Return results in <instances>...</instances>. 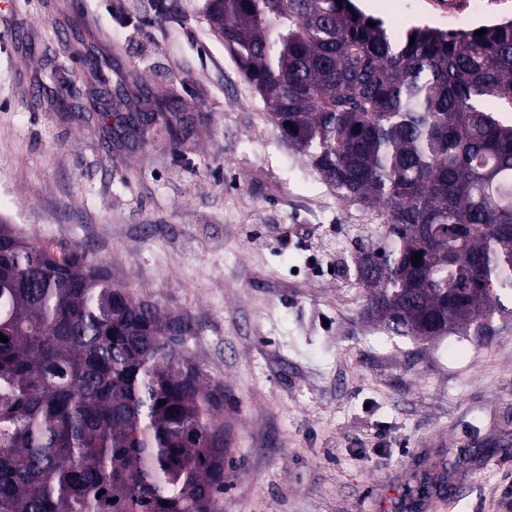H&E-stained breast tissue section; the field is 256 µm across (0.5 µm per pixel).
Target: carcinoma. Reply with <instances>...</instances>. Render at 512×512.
<instances>
[{
  "mask_svg": "<svg viewBox=\"0 0 512 512\" xmlns=\"http://www.w3.org/2000/svg\"><path fill=\"white\" fill-rule=\"evenodd\" d=\"M343 2L204 9L288 143L382 219L356 251L374 317L480 339L512 314V26L396 43ZM0 334V512H223L224 384L187 315L1 220Z\"/></svg>",
  "mask_w": 512,
  "mask_h": 512,
  "instance_id": "obj_1",
  "label": "carcinoma"
}]
</instances>
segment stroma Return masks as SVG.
<instances>
[{
    "label": "stroma",
    "instance_id": "1",
    "mask_svg": "<svg viewBox=\"0 0 512 512\" xmlns=\"http://www.w3.org/2000/svg\"><path fill=\"white\" fill-rule=\"evenodd\" d=\"M202 5L159 21L157 55L133 26L149 0H0V218L192 319L241 459L224 512H512V315L420 342L367 317L354 275L316 273L369 218L289 147ZM426 476L448 492L414 494Z\"/></svg>",
    "mask_w": 512,
    "mask_h": 512
}]
</instances>
